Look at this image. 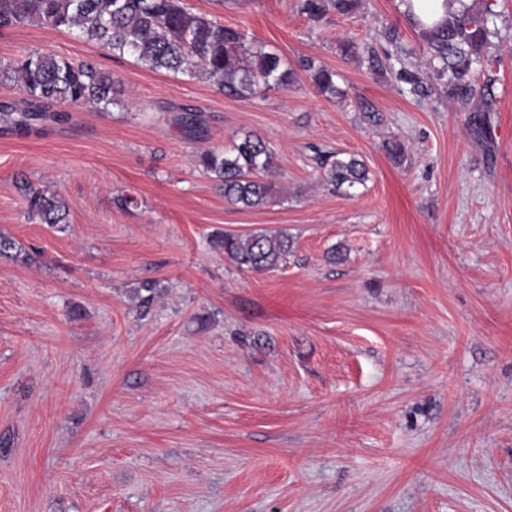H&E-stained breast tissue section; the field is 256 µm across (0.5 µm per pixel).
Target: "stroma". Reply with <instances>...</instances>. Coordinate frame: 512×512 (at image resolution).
<instances>
[{
  "label": "stroma",
  "instance_id": "35a3bbf8",
  "mask_svg": "<svg viewBox=\"0 0 512 512\" xmlns=\"http://www.w3.org/2000/svg\"><path fill=\"white\" fill-rule=\"evenodd\" d=\"M300 4L184 0L293 70L244 98L35 20L0 29L1 62L46 52L115 81L107 111L0 132V234L42 253L0 257V512H512V0L474 71L494 79L480 132L477 101L400 79L430 57L396 0L317 22ZM183 106L204 139L174 125ZM248 134L279 176L242 209L194 156ZM336 152L365 184H324ZM24 180L63 199L64 228L28 215ZM264 229L294 241L274 271L211 244ZM306 71L310 72L311 78L320 90L321 93L330 95H340L341 90L336 87L334 77L335 73L323 68L322 66H316L315 62L311 59H307L304 64Z\"/></svg>",
  "mask_w": 512,
  "mask_h": 512
}]
</instances>
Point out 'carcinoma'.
Returning a JSON list of instances; mask_svg holds the SVG:
<instances>
[{"label":"carcinoma","instance_id":"1","mask_svg":"<svg viewBox=\"0 0 512 512\" xmlns=\"http://www.w3.org/2000/svg\"><path fill=\"white\" fill-rule=\"evenodd\" d=\"M354 6V0H303L301 10L318 20L331 8L346 13ZM493 16L489 4L481 13H450L423 34L431 58L441 63L432 72L448 88V97L468 101L477 95L487 105L493 102L489 85L479 87L473 77V66L488 57ZM33 19L50 29L75 30L151 69L210 80L228 96L254 95L292 82L293 71L279 55L261 48L252 51L241 31L188 12L182 0H0V28ZM304 68L320 92L343 94L335 73L311 59ZM7 81L19 85L24 98L0 102V131L19 137L37 136L48 124L67 120L66 112L54 109L57 104L90 105L103 112L114 101V80L108 73L86 61L50 54L29 53L0 65V83ZM175 124L187 138L204 136L203 120L194 108H181ZM195 164L220 184L231 205L259 208L275 189L273 153L259 135L249 134L224 152H201ZM321 167L325 181L337 188H352L366 179L364 163L354 156L326 158ZM23 196L29 213L41 223H66V209L56 195L27 183ZM214 246L241 270L273 271L287 262L293 240L283 231L224 232L215 236Z\"/></svg>","mask_w":512,"mask_h":512}]
</instances>
